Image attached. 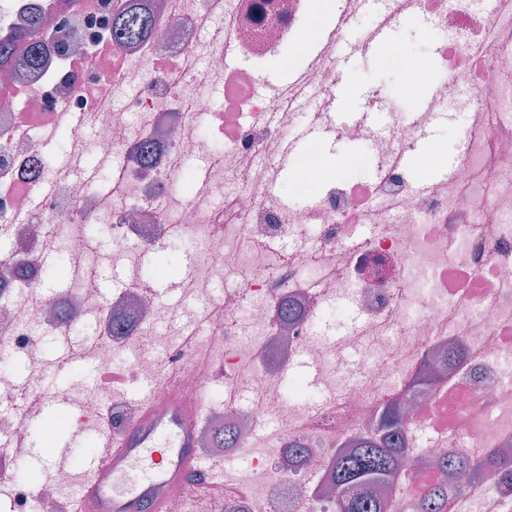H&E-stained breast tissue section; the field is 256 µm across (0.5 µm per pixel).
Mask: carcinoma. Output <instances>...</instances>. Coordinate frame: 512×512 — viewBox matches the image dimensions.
Segmentation results:
<instances>
[{
  "label": "carcinoma",
  "instance_id": "cac0c4a2",
  "mask_svg": "<svg viewBox=\"0 0 512 512\" xmlns=\"http://www.w3.org/2000/svg\"><path fill=\"white\" fill-rule=\"evenodd\" d=\"M153 27V17L135 10L127 0H122L112 16V34L120 40L144 39L151 35ZM38 30L39 22L32 20L15 41H0V64L11 62L20 52L26 53L30 62H37ZM405 443L399 416L389 409L374 432L363 436L357 447L336 456L332 464L331 486L336 493L337 512H384L383 504L366 495L364 488L397 478ZM437 464L444 472L460 476L472 469L468 458L453 451L442 455ZM479 467L498 483L512 484V456L502 452L491 453L479 463ZM447 501L448 489L433 486L424 492L421 502L413 509L414 512H444Z\"/></svg>",
  "mask_w": 512,
  "mask_h": 512
}]
</instances>
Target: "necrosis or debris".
<instances>
[{"mask_svg": "<svg viewBox=\"0 0 512 512\" xmlns=\"http://www.w3.org/2000/svg\"><path fill=\"white\" fill-rule=\"evenodd\" d=\"M116 0H0V39L14 38L32 16L41 62L18 57L0 69V359H23L29 381L44 367L41 337L69 334L91 323L92 338L69 358L108 374L116 352L129 372L149 381L163 371L194 379L224 370V386L252 390L242 407L225 401L196 424L200 448L224 455L221 427L235 430V452L254 454L252 469L208 494L191 487L167 499V512H336L328 493L331 463L374 431L386 408H397L405 436L432 429L428 447L411 450L400 467L402 486L374 487L388 512H411L428 487L446 482L437 459L455 450L471 460L512 451V82L476 84L459 95V110L480 113L465 132L470 148L449 189L414 194L400 167L403 151L421 134L397 123L376 140L379 173L359 183L347 176L316 204L312 247L287 248L302 230L284 199L272 192L264 161L283 124L302 108L296 98L253 92L251 70H226L225 52L254 61L280 53L302 18L303 0H137L155 25L148 39L127 43L112 34ZM418 12L446 31L439 47L450 82L467 73L508 72L512 21H489L473 0H414ZM84 123L59 139L67 155L94 169V179L59 169L44 132L60 110ZM94 133L92 150L84 132ZM150 147L149 162L137 160ZM115 158L117 166L107 165ZM210 160L211 193L180 194L191 163ZM56 191L41 195L45 181ZM105 188H98V181ZM371 232L357 237L356 218ZM109 225L111 242L130 272L116 294L90 286L97 268L88 230ZM198 243L202 270L174 309L152 299L140 274L149 252L174 240ZM61 252L68 266L63 293L43 294V256ZM314 270L305 281V270ZM298 316L283 321L281 301ZM342 304L359 324L335 340L316 335L320 310ZM307 356L319 368L318 386L282 378ZM206 365H199L198 357ZM71 415L94 420L100 403L116 414L123 391L72 385L58 393ZM27 405L0 418L13 445L28 441ZM279 433L256 445L261 422ZM307 448L288 464L286 441ZM0 447V471L20 459ZM77 475L57 470L40 485L14 487L15 512H34L70 493ZM512 505V485L468 471L448 495V512H486L488 502Z\"/></svg>", "mask_w": 512, "mask_h": 512, "instance_id": "1", "label": "necrosis or debris"}]
</instances>
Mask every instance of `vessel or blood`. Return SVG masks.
Wrapping results in <instances>:
<instances>
[{
    "label": "vessel or blood",
    "mask_w": 512,
    "mask_h": 512,
    "mask_svg": "<svg viewBox=\"0 0 512 512\" xmlns=\"http://www.w3.org/2000/svg\"><path fill=\"white\" fill-rule=\"evenodd\" d=\"M407 0H383L375 13V24L365 39L354 46L355 54H371L387 40L391 30L399 23ZM346 19L338 14L307 64L289 75L285 88L299 90L307 86L309 76L322 65L325 56L336 42V34ZM353 124L366 129H376L375 115L369 109L355 113L353 120H346L343 112L329 109L325 129ZM315 126L296 130L290 137L275 144L280 169H287L302 144L315 134ZM459 170L457 159L451 158L431 178L417 182L415 191L425 196L443 182L454 179ZM22 392H33L37 411L41 414L62 412L56 393L31 391L29 384L19 386ZM209 396L208 385H201L193 397L181 404L171 403L166 395L164 378L148 381L146 392L136 402L135 414L122 425L121 432L102 429L92 455L84 461L85 477L69 494L63 512H98L101 502L112 505V512H165L162 499L154 494L157 486L171 492H180L190 477H198L205 487L216 486V461L207 459L197 444L187 416L201 415Z\"/></svg>",
    "instance_id": "obj_1"
}]
</instances>
